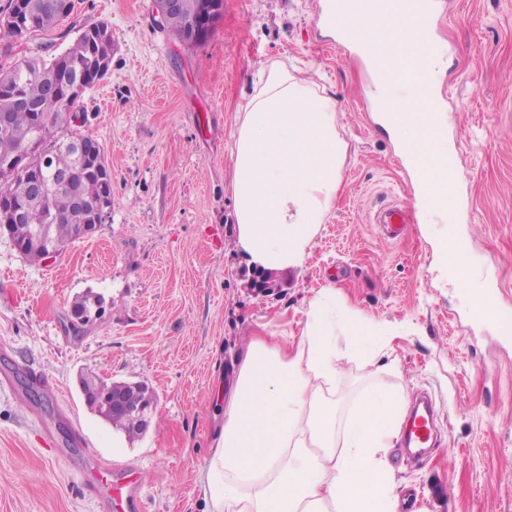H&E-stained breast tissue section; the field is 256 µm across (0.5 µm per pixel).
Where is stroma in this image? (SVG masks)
<instances>
[{
  "instance_id": "obj_1",
  "label": "stroma",
  "mask_w": 512,
  "mask_h": 512,
  "mask_svg": "<svg viewBox=\"0 0 512 512\" xmlns=\"http://www.w3.org/2000/svg\"><path fill=\"white\" fill-rule=\"evenodd\" d=\"M70 23H106L112 66L83 97L102 144L112 211L89 238L32 262L0 236V512H103L83 485L87 456L143 475L146 512H203L198 478L217 430L220 375L251 337L300 336L308 302L331 289L356 315L389 327L395 371L342 361L333 396L346 412L382 386L436 403L439 445L420 462L391 448L397 502L410 512H512V340L475 322L467 288L442 282L438 229L415 214L389 240L376 212L412 207L409 170L380 125L358 54L314 22L316 0H223L209 37L161 30L154 0H73ZM436 65L461 187L449 231L467 266L512 306V0H451ZM336 100L342 180L302 268L253 285L235 244L229 147L237 108L268 60ZM105 299L69 332L73 302ZM48 374L50 407L18 375ZM139 382L156 404L131 439L87 407L80 381Z\"/></svg>"
}]
</instances>
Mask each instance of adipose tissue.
Returning <instances> with one entry per match:
<instances>
[{"label": "adipose tissue", "mask_w": 512, "mask_h": 512, "mask_svg": "<svg viewBox=\"0 0 512 512\" xmlns=\"http://www.w3.org/2000/svg\"><path fill=\"white\" fill-rule=\"evenodd\" d=\"M359 33L395 54L412 53L418 71L433 73L438 52L411 41L391 45L385 22H360ZM374 98L400 110L388 132L401 156L431 157L426 189L438 195L435 213H447V114L422 93L398 95L387 76L376 79ZM343 147L335 98L285 62L268 61L237 110L230 148L236 244L254 266L303 267L336 201ZM306 316L296 351L284 336L241 350L201 472L204 512H393L385 452L400 431L404 396L366 390L342 424L331 398L342 359L377 365L386 332L337 307L329 292L309 300Z\"/></svg>", "instance_id": "adipose-tissue-1"}]
</instances>
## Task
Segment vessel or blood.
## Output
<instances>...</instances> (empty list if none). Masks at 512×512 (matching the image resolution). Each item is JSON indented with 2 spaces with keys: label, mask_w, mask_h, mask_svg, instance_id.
I'll list each match as a JSON object with an SVG mask.
<instances>
[{
  "label": "vessel or blood",
  "mask_w": 512,
  "mask_h": 512,
  "mask_svg": "<svg viewBox=\"0 0 512 512\" xmlns=\"http://www.w3.org/2000/svg\"><path fill=\"white\" fill-rule=\"evenodd\" d=\"M409 14L418 21L419 45L425 50L440 49L438 32L447 20L445 0H410ZM394 12L392 0H325V6L318 17L322 23L335 30L342 43L360 44L363 55L375 66L388 70L402 85L431 91L428 78L414 70L407 56L389 57L376 45L360 42L357 25L362 20L390 17ZM376 221L388 237H397L403 224L408 223L407 211L399 206L386 207L376 214ZM492 308V324L499 326L502 333L512 334V311L498 307L495 289L484 290L479 303L472 308V317L483 320V308ZM435 414L429 405L415 404L408 421L405 444L410 448L428 447L433 436ZM92 480L86 481V489L99 501L104 512H143L144 500L141 495L142 481L136 470L123 473L113 471L111 465L100 461H89Z\"/></svg>",
  "instance_id": "obj_1"
}]
</instances>
